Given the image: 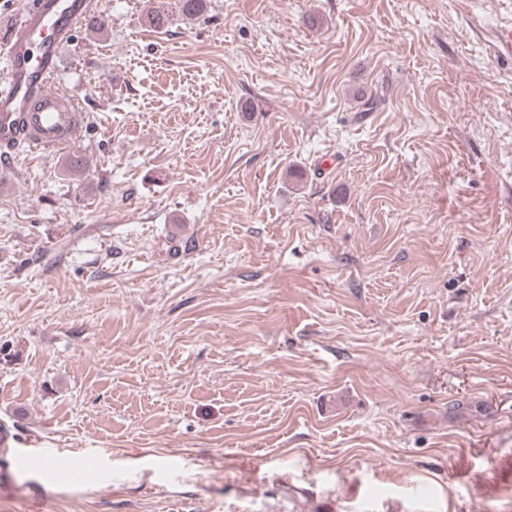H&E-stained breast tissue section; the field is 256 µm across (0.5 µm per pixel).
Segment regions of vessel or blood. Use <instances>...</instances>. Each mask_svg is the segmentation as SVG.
<instances>
[{
  "label": "vessel or blood",
  "instance_id": "obj_1",
  "mask_svg": "<svg viewBox=\"0 0 512 512\" xmlns=\"http://www.w3.org/2000/svg\"><path fill=\"white\" fill-rule=\"evenodd\" d=\"M94 0H22L0 41V152L66 147L82 114L54 80L63 46L93 11Z\"/></svg>",
  "mask_w": 512,
  "mask_h": 512
}]
</instances>
